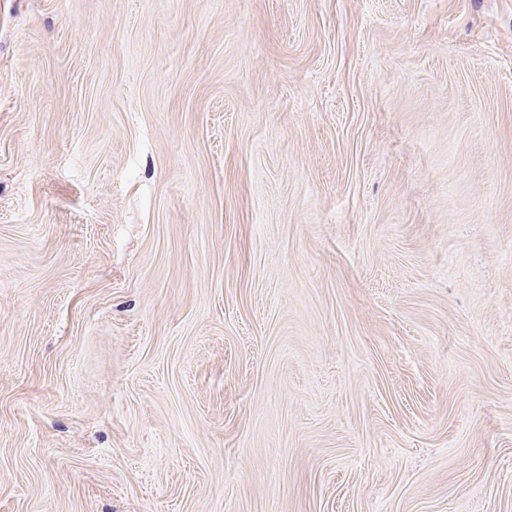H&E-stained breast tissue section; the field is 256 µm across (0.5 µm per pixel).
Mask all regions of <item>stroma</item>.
<instances>
[{
    "label": "stroma",
    "mask_w": 512,
    "mask_h": 512,
    "mask_svg": "<svg viewBox=\"0 0 512 512\" xmlns=\"http://www.w3.org/2000/svg\"><path fill=\"white\" fill-rule=\"evenodd\" d=\"M0 512H512V0H0Z\"/></svg>",
    "instance_id": "obj_1"
}]
</instances>
